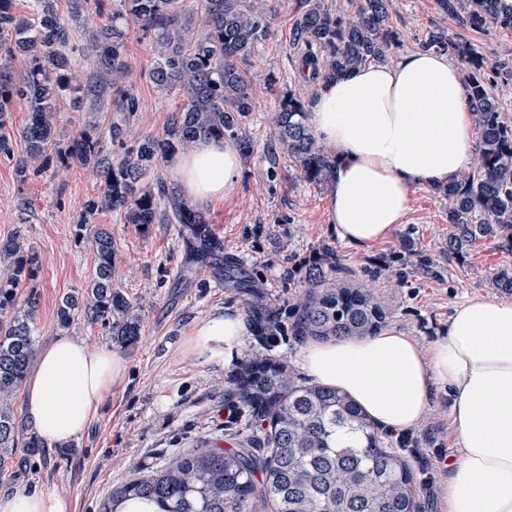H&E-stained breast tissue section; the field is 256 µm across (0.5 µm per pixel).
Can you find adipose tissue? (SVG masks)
I'll return each instance as SVG.
<instances>
[{
  "instance_id": "obj_1",
  "label": "adipose tissue",
  "mask_w": 512,
  "mask_h": 512,
  "mask_svg": "<svg viewBox=\"0 0 512 512\" xmlns=\"http://www.w3.org/2000/svg\"><path fill=\"white\" fill-rule=\"evenodd\" d=\"M309 124L336 157L330 229L355 247L389 237L404 222L412 188L459 179L476 144L459 70L433 51L363 65L321 87ZM240 168L233 145L206 139L176 154L171 174L188 198L205 204L232 192ZM194 334L229 359L245 323L216 314ZM302 366L397 433L421 423L435 388L448 389L458 450L444 489L447 512H512L511 301L478 297L456 307L446 336L425 350L390 328L311 342ZM125 370L111 349L93 351L82 339L56 338L40 351L24 383L33 431L47 445H71L123 382ZM0 512H73V505L50 491L17 489L0 493Z\"/></svg>"
}]
</instances>
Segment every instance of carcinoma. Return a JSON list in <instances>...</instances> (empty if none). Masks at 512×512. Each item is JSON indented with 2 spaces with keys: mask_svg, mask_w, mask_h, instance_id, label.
<instances>
[{
  "mask_svg": "<svg viewBox=\"0 0 512 512\" xmlns=\"http://www.w3.org/2000/svg\"><path fill=\"white\" fill-rule=\"evenodd\" d=\"M105 0H72L69 17L56 0H30L27 11L14 0H0V112L12 100L22 101L29 120L22 137L26 157L17 172L26 177L29 162L44 159L57 144L56 104L68 98L77 108L88 100L106 99L114 112H136L139 102L118 85L124 48L135 23L153 35L156 56L148 77L162 92L183 90L187 102L174 111L162 136L126 141L124 125L112 123L107 136L123 153L112 158L102 137L81 134L67 158L90 165L103 179L104 193L86 202V214L102 209L123 214L126 223L146 231L153 224H176L181 238L214 278L238 288L250 287L233 263H224V247L210 232L203 215L162 179L155 176L159 160L200 139L231 138L240 151L253 150L244 123L252 111V88L241 64L269 35L266 9L255 0H202L201 13H182L180 0H119L121 9L105 24H92L89 10L103 14ZM297 22L294 41L300 69L313 82L334 80L369 61L385 57L397 42L389 25L387 0H360L354 14L335 12L326 0H307ZM440 10L465 27L495 24L512 28V0H437ZM85 17L90 25L93 70L83 83L75 80L72 21ZM201 20L202 39L189 37L190 25ZM421 48L449 53L468 71L466 93L477 118L480 138L474 170L440 188L448 198L453 232L448 252L460 255L476 241L498 238L512 243V122L487 74V58L442 28L429 32ZM26 61L22 80L5 64ZM277 139L302 178L321 185L336 174V160L320 145L308 123L305 100L290 92L279 102ZM95 267L81 296L66 295L58 304L60 327L78 315L99 323L123 343L137 340L135 304L115 288L114 243L104 228L93 236ZM0 259L9 262L0 274V449L16 448L18 422L11 398L26 379L36 358L33 316L36 298L19 309L18 288L39 273L37 255L16 235L0 241ZM336 256L324 250L314 282L304 293L294 327L297 336L334 340L366 336L380 330L387 313L375 296L362 288H319L323 266L336 268ZM232 396L250 416L271 422L265 435L269 456L253 453V436L236 448L197 446L176 455L165 467L112 488L101 512H419L416 480L408 461L380 440L378 424L347 393L321 385L298 386L286 366L263 353L240 368ZM352 438L340 444V434Z\"/></svg>",
  "mask_w": 512,
  "mask_h": 512,
  "instance_id": "1",
  "label": "carcinoma"
}]
</instances>
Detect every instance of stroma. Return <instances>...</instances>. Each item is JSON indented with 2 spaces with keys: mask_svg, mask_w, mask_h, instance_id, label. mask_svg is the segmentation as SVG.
Returning a JSON list of instances; mask_svg holds the SVG:
<instances>
[{
  "mask_svg": "<svg viewBox=\"0 0 512 512\" xmlns=\"http://www.w3.org/2000/svg\"><path fill=\"white\" fill-rule=\"evenodd\" d=\"M267 5L270 34L245 67L253 84V109L245 123L254 150L243 155L234 190L202 208L225 256L244 265L252 280L249 290L228 281L216 284L205 271H184V245L174 225L154 224L143 231L115 211L86 215L85 202L103 188L92 168L55 158L46 173L20 178L16 161L25 155L21 132L28 112L16 100L0 117V138H7L13 150L12 157L0 155V240L22 235L38 257V277L22 285L18 297L38 300L39 346L66 332L82 337L90 349H112L127 368L124 382L77 441L67 448L39 449L25 463L13 460L0 471V492L50 491L70 500L74 512H99L113 485L160 470L178 451L201 444L232 447L242 432V416L227 415L225 407L242 361L262 352L285 361L296 382L309 379L301 363L309 339L294 335L291 324L311 259L324 248L338 259L336 270L325 273L327 282L372 288L390 312L387 327L412 336L424 348L444 335L455 307L478 296L499 297L492 276L512 268V247L492 238L467 254L449 255L448 200L432 187L413 188L404 223L383 241L358 248L331 232L328 185L305 181L275 135L284 94L292 91L308 104L316 102L317 88L299 76L293 46L303 0H267ZM389 24L399 35L387 53L391 61L419 49L438 27L472 44L487 57L494 91L512 117V29L461 27L440 14L436 0H390ZM151 45V37L137 29L126 44L120 84L139 102L138 110L126 116L132 139L163 134L175 106L184 101L182 93H163L150 82ZM271 72L279 78L273 87L266 83ZM57 109L62 150L78 134H97L118 118L105 104L77 110L63 99ZM100 228L108 229L114 241V285L136 304L140 336L131 345L81 317L65 331L57 324L61 298L83 293L88 284L95 265L91 240ZM258 302L280 325L274 335L260 337L252 329V308ZM225 311L241 315L248 327L229 361L193 340L198 323ZM449 402L446 389L435 390L419 426L386 435L414 469L423 512H444L448 474L443 461L456 453Z\"/></svg>",
  "mask_w": 512,
  "mask_h": 512,
  "instance_id": "35a3bbf8",
  "label": "stroma"
}]
</instances>
